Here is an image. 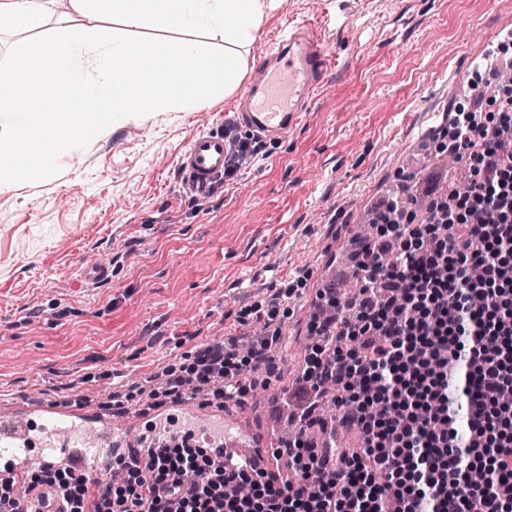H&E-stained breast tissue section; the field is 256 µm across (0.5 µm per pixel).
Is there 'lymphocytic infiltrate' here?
Returning a JSON list of instances; mask_svg holds the SVG:
<instances>
[{
  "label": "lymphocytic infiltrate",
  "mask_w": 512,
  "mask_h": 512,
  "mask_svg": "<svg viewBox=\"0 0 512 512\" xmlns=\"http://www.w3.org/2000/svg\"><path fill=\"white\" fill-rule=\"evenodd\" d=\"M512 99L482 120L459 107L449 152L465 151L473 193L434 192L423 220L400 201L379 211L376 233L353 241L358 288L330 315L313 311L318 341L288 396L298 428L282 473L212 458L191 434L171 433L103 477L102 512H512ZM289 289L251 309L258 332L196 345L187 368L109 392L113 413L205 397L246 404L256 372L279 377L287 344L277 312ZM336 391L339 418L319 414ZM467 406L457 427L451 393ZM358 429L344 448L336 423ZM484 472L482 483L467 474ZM61 489L65 512H86L91 476L29 472Z\"/></svg>",
  "instance_id": "1"
}]
</instances>
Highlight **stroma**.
Returning <instances> with one entry per match:
<instances>
[{"label": "stroma", "instance_id": "1", "mask_svg": "<svg viewBox=\"0 0 512 512\" xmlns=\"http://www.w3.org/2000/svg\"><path fill=\"white\" fill-rule=\"evenodd\" d=\"M330 14L334 53L305 121L266 140L256 160L207 199L186 198L177 168L188 141L217 126L241 133L236 97L199 112H154L114 123L67 150L58 174L0 192V401L80 407L112 386L187 361L223 338L271 288L294 313L280 381L257 387L254 409L224 411L268 436L269 403L300 374L319 290L351 274L345 260L367 205L406 175L435 173L454 189L459 167L437 152L429 112L453 113L468 80L512 30V0H290L264 19L249 55L257 70L284 29ZM109 274L76 290L78 262Z\"/></svg>", "mask_w": 512, "mask_h": 512}]
</instances>
